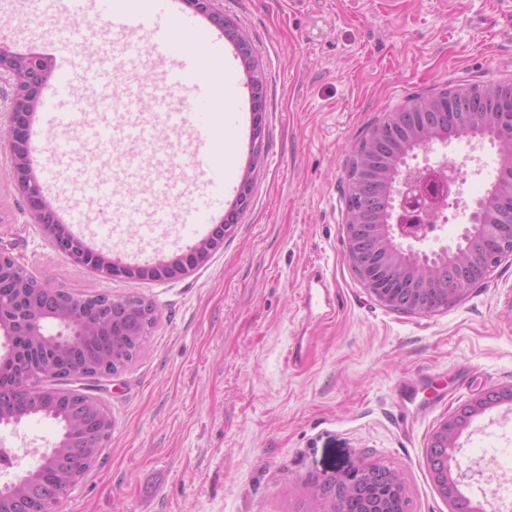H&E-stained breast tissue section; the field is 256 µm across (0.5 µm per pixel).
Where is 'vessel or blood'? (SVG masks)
I'll return each instance as SVG.
<instances>
[{"instance_id":"b4317fda","label":"vessel or blood","mask_w":512,"mask_h":512,"mask_svg":"<svg viewBox=\"0 0 512 512\" xmlns=\"http://www.w3.org/2000/svg\"><path fill=\"white\" fill-rule=\"evenodd\" d=\"M96 15L108 16L116 33H142L151 54L157 58L174 60L171 85L179 91L185 104L184 112L170 114L173 126H191L199 151H210L211 135L216 128L237 130L240 123L238 88L235 73L224 68L221 89H214L201 77L204 61L224 59V41L205 27L194 16L185 12L179 0H148L146 6L123 4L122 0H95ZM187 34L192 46L178 49L173 41L174 32ZM133 59L109 54L68 56L60 70L39 117V126L51 129L69 121L81 110V102L72 94L74 78H81L95 95V105L103 112L124 115L130 112H162L166 110L167 95L150 91L145 85L113 90L112 77L116 71L133 66ZM72 177L78 190L87 196L109 199L118 196L117 185L103 180L92 162L77 157L72 163ZM236 177L232 157L224 159V182L207 186L202 205L188 209L184 218L188 224L209 223L213 213L224 206V196ZM121 219L136 225L140 232L151 231L153 225L169 220L167 212L155 209L150 197L130 196Z\"/></svg>"}]
</instances>
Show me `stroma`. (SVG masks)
<instances>
[{
    "mask_svg": "<svg viewBox=\"0 0 512 512\" xmlns=\"http://www.w3.org/2000/svg\"><path fill=\"white\" fill-rule=\"evenodd\" d=\"M224 16L260 52L266 147L252 158L251 89L236 44L244 121L215 130L218 151L236 145L235 167L257 163L248 206L223 246L191 275L170 282L105 279L76 265L28 215V202L0 148V247L56 286L78 294H136L158 323L140 357L94 380L92 394L112 412V433L95 463L55 512H322L326 480L381 461L407 479V512H448L428 472L427 439L476 393L512 383V256L458 303L431 315L382 306L354 274L346 250L345 191L354 146L385 113L457 84L512 80V0H223ZM77 33L74 50H113L108 22L43 14L42 0H0V30L14 51H35L60 70L52 48L60 26ZM182 181L186 199L222 168L190 140H155L127 153L102 146L98 165L135 192L152 188L158 155ZM42 184L66 232L91 250L126 261L134 234L102 235L100 200L75 194L66 173ZM236 192L202 231L171 221L140 246L158 264L210 235ZM82 215L76 228L71 214ZM322 271L330 303L302 291ZM301 348L303 362L285 360ZM431 407L404 430L401 381ZM40 416L0 426V447L27 448L12 470L33 469L59 437ZM512 439V406L474 419L457 456L470 476L465 493L485 512H512L490 492L512 483L497 449Z\"/></svg>",
    "mask_w": 512,
    "mask_h": 512,
    "instance_id": "35a3bbf8",
    "label": "stroma"
}]
</instances>
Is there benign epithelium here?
Here are the masks:
<instances>
[{"label": "benign epithelium", "instance_id": "obj_1", "mask_svg": "<svg viewBox=\"0 0 512 512\" xmlns=\"http://www.w3.org/2000/svg\"><path fill=\"white\" fill-rule=\"evenodd\" d=\"M197 13L213 24L224 27V10L220 0H185ZM238 54L252 90L254 112V151L261 148L264 112L263 83L257 71V51L242 41ZM52 71L51 60L34 53H17L0 45V78L14 84V94L7 110L0 114V142L6 145L7 158L19 190L25 195L32 223L40 225L43 234L75 262L92 268L104 278L136 277L148 281L179 280L209 262L223 245L224 231L203 238L191 246L186 255H176L157 266L128 269L102 252H92L81 241L66 234L55 218L43 187L35 173L34 149L27 132L31 117L40 100L39 92ZM493 98L490 111L481 115L451 111L454 92L443 89L421 98L429 106H440L441 112H423V124L406 122V113L397 109L388 113L389 120L374 125L355 149L360 168L351 182L371 179L385 191L384 206H360L351 198L345 200L346 248L348 259L359 280L384 306L408 314L427 315L445 308L448 301H459L471 288L484 282L502 259L512 255V175L496 179L483 197L467 203L462 200L465 174L442 155L424 165L412 163L417 152L426 154L434 146L443 148L466 140L474 148L485 144L496 148L498 136L494 118L512 108V82L490 84ZM256 173L251 165L242 176L237 204L244 207ZM456 207L465 219L457 246L426 249L422 244L433 228L447 222L445 211ZM16 258L0 248V295L11 293L15 300L8 308L0 304V335L7 350L0 355V381L5 378L8 358L15 337L26 336L40 350L38 361L49 377L84 378L80 371L60 366L53 350L66 343L67 336H90L102 325L112 326L114 336H139L136 313L124 301L106 293L76 296L38 279L31 283L36 293L24 295L25 285L15 271ZM13 387L20 395L40 400L44 407L61 401L71 414L75 434H61L51 448L42 452L33 470L18 475L10 490L0 493V512H26L22 491L33 485L48 504V512L60 500L56 488L44 475L75 446L78 438L90 448L99 447L97 418L85 416L87 393L81 388L63 392L50 390L36 393L23 380ZM512 404V384L492 387L465 401L444 418L430 435L425 448L429 475L439 494L448 502V512H485L481 504L465 495L460 485L467 478L462 471L452 472L460 448L459 439L472 420L495 407ZM401 472L382 463L361 468L344 476L331 478L324 488V512H343L342 504L351 501L361 505L359 512H391L381 493L401 486Z\"/></svg>", "mask_w": 512, "mask_h": 512}]
</instances>
